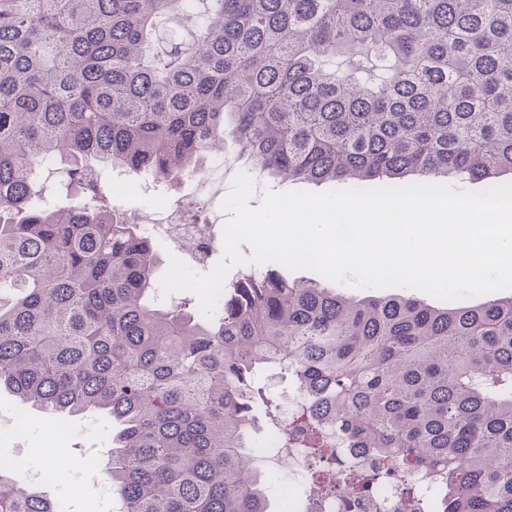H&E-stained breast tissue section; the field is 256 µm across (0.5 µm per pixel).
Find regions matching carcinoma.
Instances as JSON below:
<instances>
[{
  "mask_svg": "<svg viewBox=\"0 0 512 512\" xmlns=\"http://www.w3.org/2000/svg\"><path fill=\"white\" fill-rule=\"evenodd\" d=\"M228 136L280 183L512 172V0H0V388L122 425L121 512H269L256 406L431 478L442 512H512L511 292L354 301L267 266L207 319L156 302L98 166L171 182ZM47 159L82 200L43 203ZM0 512L57 507L6 465Z\"/></svg>",
  "mask_w": 512,
  "mask_h": 512,
  "instance_id": "obj_1",
  "label": "carcinoma"
}]
</instances>
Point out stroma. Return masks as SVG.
<instances>
[{
	"mask_svg": "<svg viewBox=\"0 0 512 512\" xmlns=\"http://www.w3.org/2000/svg\"><path fill=\"white\" fill-rule=\"evenodd\" d=\"M198 177L183 178L178 189L158 182L153 193H130L116 199L117 208L150 212L167 201L191 202ZM51 414L21 405L0 390V459L26 468V476L41 483L61 512H95L109 496L105 463L117 428L106 416L70 417V432L57 439L50 435Z\"/></svg>",
	"mask_w": 512,
	"mask_h": 512,
	"instance_id": "obj_1",
	"label": "stroma"
}]
</instances>
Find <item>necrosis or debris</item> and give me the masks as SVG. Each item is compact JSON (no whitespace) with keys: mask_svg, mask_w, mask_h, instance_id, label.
I'll return each instance as SVG.
<instances>
[{"mask_svg":"<svg viewBox=\"0 0 512 512\" xmlns=\"http://www.w3.org/2000/svg\"><path fill=\"white\" fill-rule=\"evenodd\" d=\"M209 205L206 193H199L195 206L174 201L163 205L153 219L142 221L143 232L179 247L203 242L204 250L188 252V262L207 266L223 243V227L203 222L199 213ZM256 458L267 465L291 472L296 485L311 487L316 471H324L327 487L313 489L304 512H413L405 491L410 486H427L421 473L377 459L358 448H340L331 461L318 459L312 449L295 444L276 443L260 448Z\"/></svg>","mask_w":512,"mask_h":512,"instance_id":"obj_1","label":"necrosis or debris"}]
</instances>
